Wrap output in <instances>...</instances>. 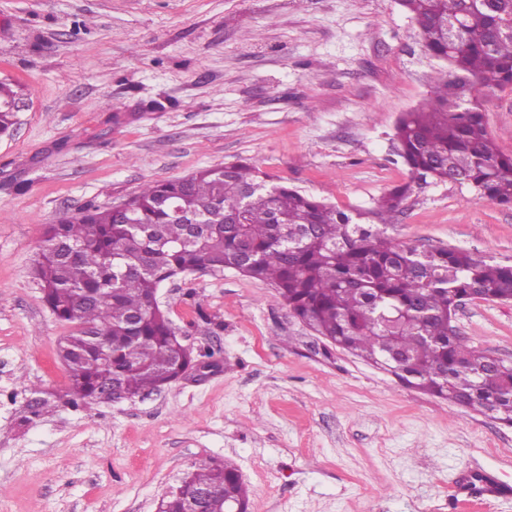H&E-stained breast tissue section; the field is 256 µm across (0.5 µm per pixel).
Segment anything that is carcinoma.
<instances>
[{
    "label": "carcinoma",
    "instance_id": "1",
    "mask_svg": "<svg viewBox=\"0 0 512 512\" xmlns=\"http://www.w3.org/2000/svg\"><path fill=\"white\" fill-rule=\"evenodd\" d=\"M422 47L448 63L434 96L396 126L408 181L361 224L259 167L227 163L145 185L123 212L89 205L45 227L32 276L60 321L58 357L75 407L134 398L174 382L195 359L167 314L151 305L160 285L187 272L234 269L271 283L316 335L374 364L404 386L512 424V364L465 343L452 326L464 300L512 301V265L454 247L399 246L385 231L414 189L468 185L512 206V156L499 152L479 94L512 90V0H400ZM16 92L0 81V136L16 124ZM190 488L164 496L162 512L248 508L237 469L212 459Z\"/></svg>",
    "mask_w": 512,
    "mask_h": 512
}]
</instances>
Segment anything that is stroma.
Here are the masks:
<instances>
[{"label": "stroma", "mask_w": 512, "mask_h": 512, "mask_svg": "<svg viewBox=\"0 0 512 512\" xmlns=\"http://www.w3.org/2000/svg\"><path fill=\"white\" fill-rule=\"evenodd\" d=\"M446 67L398 0H0V81L18 92L0 138V512H157L209 457L236 467L248 512H512V426L403 386L234 270L157 292L215 371L73 408L57 355L71 325L31 277L59 217L237 160L375 208L407 178L399 118ZM480 101L512 155V92ZM387 233L512 265V207L466 185L414 193ZM452 324L512 362V301L463 302ZM38 392L50 407L25 422ZM471 470L498 497L459 498Z\"/></svg>", "instance_id": "obj_1"}]
</instances>
